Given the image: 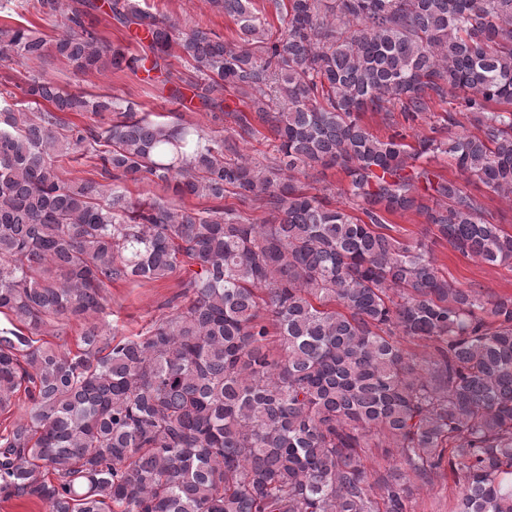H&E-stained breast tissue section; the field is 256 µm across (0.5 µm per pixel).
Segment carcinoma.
Instances as JSON below:
<instances>
[{
  "label": "carcinoma",
  "instance_id": "1",
  "mask_svg": "<svg viewBox=\"0 0 512 512\" xmlns=\"http://www.w3.org/2000/svg\"><path fill=\"white\" fill-rule=\"evenodd\" d=\"M241 44L199 26L105 0L147 31L142 53L85 26L99 0H33L61 21L52 46L1 29L0 59L48 49L76 73L162 67L179 50L202 107L235 125L214 140L193 125L135 118L105 133L73 127L109 99L48 77L0 109V499L49 512H408L411 483L451 476L453 512H512V296L483 295L439 275L424 244L385 232L413 210L456 251L512 265V234L476 197L416 165L446 153L512 202V0H209ZM448 104L433 132L467 113L482 134L450 142L386 139L361 121L399 109L413 123ZM273 132L264 164L239 150ZM83 150L100 180L64 181L57 159ZM338 167L364 218L309 192L297 175ZM152 182L165 199L136 203L112 182ZM233 195L239 207L224 204ZM260 210L258 224L240 207ZM184 275V303L142 336H106L118 281ZM82 324L77 351L52 345L54 320ZM432 345L422 362L394 340ZM402 467L369 481L365 448Z\"/></svg>",
  "mask_w": 512,
  "mask_h": 512
}]
</instances>
